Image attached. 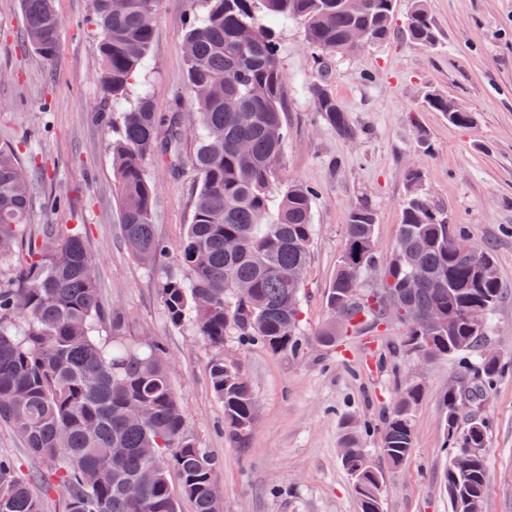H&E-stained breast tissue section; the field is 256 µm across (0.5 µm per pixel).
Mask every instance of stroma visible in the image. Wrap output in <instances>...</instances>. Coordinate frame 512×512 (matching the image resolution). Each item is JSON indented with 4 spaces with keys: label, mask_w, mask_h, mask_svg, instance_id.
<instances>
[{
    "label": "stroma",
    "mask_w": 512,
    "mask_h": 512,
    "mask_svg": "<svg viewBox=\"0 0 512 512\" xmlns=\"http://www.w3.org/2000/svg\"><path fill=\"white\" fill-rule=\"evenodd\" d=\"M409 0H397L395 35L355 58H338L329 87L361 135L347 140L317 116L310 87L319 79L317 54L300 27L281 29L288 137L281 178L315 189V235L305 273L302 356H275L228 339L226 356L240 360L258 404L244 443L224 434V407L209 385L213 349L192 329L169 325L152 273L123 244L119 200L101 118L111 111L98 81L101 58L92 24V0H55L62 19L54 61L35 55L22 39L20 0H0V145L18 146L33 183L30 224H82L94 258L101 296L126 316L134 336L166 347L169 378L187 416V433L215 457L213 480L224 512H358L340 448L353 427L380 422L406 382L419 381L410 458L384 476L383 512H449L444 491L448 450L443 397L457 381L456 359L421 365L401 347L402 327L350 336L336 348L313 342L327 320L326 294L345 244L349 211L362 203L378 216L380 251L396 240L408 194L406 171L417 167L421 188L464 225L472 242L488 247L498 276L512 289V0H427L439 35L429 50L402 36ZM193 0H159L144 76L168 138L167 119L179 118L183 163L172 172L151 157L146 174L157 187L154 222L159 236L178 245L199 191L190 162L197 121L185 89L183 30ZM438 91L472 111L467 128L439 112L422 111L423 96ZM427 134L431 148L418 147ZM68 197L67 209H49V194ZM488 424L486 467L491 488L484 512H512V371L505 372L477 407Z\"/></svg>",
    "instance_id": "1"
}]
</instances>
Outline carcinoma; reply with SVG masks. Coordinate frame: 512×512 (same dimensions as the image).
I'll use <instances>...</instances> for the list:
<instances>
[{"label":"carcinoma","instance_id":"cac0c4a2","mask_svg":"<svg viewBox=\"0 0 512 512\" xmlns=\"http://www.w3.org/2000/svg\"><path fill=\"white\" fill-rule=\"evenodd\" d=\"M158 0H93V21L102 68L98 80L116 105L112 124V170L120 199L123 242L157 276L158 294L170 326L190 327L215 350L209 365L212 391L224 406V432L239 442L252 431L257 402L241 362L224 357V342L260 345L294 358L305 346L301 333L302 288L293 274L307 269L314 239L315 192L296 182L278 183L287 136L283 122L285 76L277 28L294 22L306 44L322 58H354L362 48L392 33L395 0H201L184 34L188 100L198 117L192 164L200 188L192 223L178 245L187 273L167 269L169 245L154 231L155 184L144 163L157 151L158 113L146 92L130 99L132 81L147 65ZM25 38L43 60L56 55L60 18L55 0H21ZM405 32L434 49L438 36L425 0H411ZM318 117L344 139L358 131L328 84L310 88ZM423 108L441 112L467 128L473 113L455 101L425 93ZM181 127L171 126L160 156L171 170L181 166ZM410 187L394 245L374 249L375 209L353 208L345 247L328 288L329 318L313 340L336 345V335L378 329L383 322L405 328L401 346L430 362L458 358L475 380L448 387L444 435L448 448L445 492L451 512H483L490 479L483 449L488 426L465 418L461 406L483 396L509 370L487 358V327L463 317L471 307L486 315L507 298L489 250L476 247L483 264L458 257L454 238L465 227L419 191V169H408ZM32 183L14 149L0 147V265L21 262L0 276V423L9 426L44 464L38 476L20 473L0 458V512H43L39 483L65 492L66 512H178V497L193 512H222L213 481L219 461L186 433V415L173 391L166 349L156 337L127 334L124 314L108 310L99 294L94 261L85 245V225L44 224L23 240ZM397 292L399 308L380 296L353 297L371 287ZM345 312L336 321V310ZM449 314L430 323L426 314ZM420 383L400 390L378 428L377 459L360 446L357 432L344 440L342 464L356 491L358 512H376L383 468L397 469L410 457ZM460 448L482 452L458 454ZM177 472L174 493L169 471Z\"/></svg>","mask_w":512,"mask_h":512}]
</instances>
